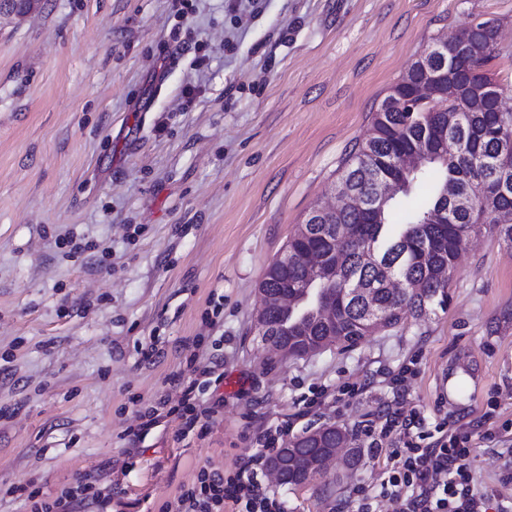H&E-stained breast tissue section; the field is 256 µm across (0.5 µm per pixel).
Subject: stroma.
Returning <instances> with one entry per match:
<instances>
[{"mask_svg": "<svg viewBox=\"0 0 512 512\" xmlns=\"http://www.w3.org/2000/svg\"><path fill=\"white\" fill-rule=\"evenodd\" d=\"M488 18V70L512 108V0H40L0 18V512H30L10 486L55 496L80 475L111 489L112 512L157 510L284 421L368 447L385 405L427 436L464 426L470 490L512 512V249L494 236L466 245L447 309L356 346L280 360L254 330L267 265L331 196L390 88ZM69 229L92 244L77 260L53 243ZM212 361L207 435L181 436L170 415L129 446L142 406L178 401L170 376ZM387 467L365 454L317 485L264 484L288 512H362L364 485L374 512H395Z\"/></svg>", "mask_w": 512, "mask_h": 512, "instance_id": "obj_1", "label": "stroma"}]
</instances>
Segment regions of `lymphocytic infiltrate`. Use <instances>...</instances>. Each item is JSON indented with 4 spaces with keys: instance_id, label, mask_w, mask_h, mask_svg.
Here are the masks:
<instances>
[{
    "instance_id": "f902f5d3",
    "label": "lymphocytic infiltrate",
    "mask_w": 512,
    "mask_h": 512,
    "mask_svg": "<svg viewBox=\"0 0 512 512\" xmlns=\"http://www.w3.org/2000/svg\"><path fill=\"white\" fill-rule=\"evenodd\" d=\"M171 382L181 390L173 411L181 421L182 433L204 435L211 408L202 406L203 388L197 379L177 373ZM415 416L378 412L371 425L376 437L369 455L387 454L391 467L387 487L399 502V512H483L485 501L470 493L471 437L468 432L446 431L429 445H422L411 431ZM288 432L279 425L266 431L262 448L238 459L233 477L201 468L195 484L181 490L176 501L160 512H286L283 502L263 488L259 473L267 466L280 439ZM397 435V445L384 449L383 441ZM29 502L31 512H107L112 503L97 480L82 477L64 494L50 497L35 484L15 488Z\"/></svg>"
}]
</instances>
